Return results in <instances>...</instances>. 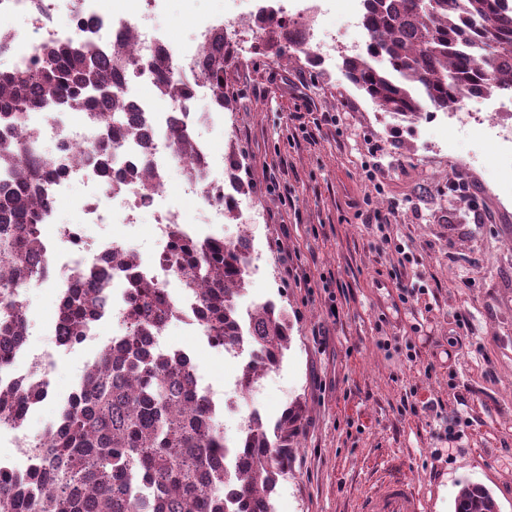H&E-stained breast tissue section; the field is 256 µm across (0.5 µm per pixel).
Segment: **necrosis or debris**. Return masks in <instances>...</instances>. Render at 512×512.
<instances>
[{"label":"necrosis or debris","instance_id":"4bbe7bcc","mask_svg":"<svg viewBox=\"0 0 512 512\" xmlns=\"http://www.w3.org/2000/svg\"><path fill=\"white\" fill-rule=\"evenodd\" d=\"M140 2L136 13L125 15L106 11L102 0H0V20L10 23L5 39L0 41V60H7L9 69L23 70L29 67L35 47L88 38L105 51L123 43L132 33L136 36L139 57L149 59L168 53L173 59L175 73L183 75L196 69L216 32L225 26L224 20L219 18L196 20L190 43L176 48L151 25L161 0ZM153 81V75L142 70L123 82L127 102L140 112L148 130L146 141H131L113 155L112 174L119 183L115 190L107 187L91 159L94 127L88 114L56 105L28 113L26 117L40 143L50 146L55 164L63 172L60 179L39 187L50 201L42 217L43 223L54 222L60 201L68 197L73 185L80 184L86 189L78 203L81 223L60 225L55 237L44 239L38 255L40 267L54 275L59 289L71 287L79 270L101 265L112 249L111 239L87 237L84 225L121 224L132 231L136 229L140 215L148 211L154 217L156 233L164 239L168 236L169 225L183 223L181 211L165 204L163 192L143 196L139 182L129 175L130 170L142 167L157 173L165 171L173 156L168 138L173 124L184 126L197 154L205 161L199 179L184 182V193L201 200L211 213L213 223L224 221V176L219 173L209 140L202 133L212 117L196 110L197 101L208 96V86L194 84L191 96L183 106L159 112L138 92L140 85ZM13 355L26 360V371L0 377L1 386L13 387L22 379L50 386L53 352H32L23 341L14 348Z\"/></svg>","mask_w":512,"mask_h":512}]
</instances>
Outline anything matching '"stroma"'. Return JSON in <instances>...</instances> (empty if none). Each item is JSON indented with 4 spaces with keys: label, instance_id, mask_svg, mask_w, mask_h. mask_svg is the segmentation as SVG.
<instances>
[{
    "label": "stroma",
    "instance_id": "obj_1",
    "mask_svg": "<svg viewBox=\"0 0 512 512\" xmlns=\"http://www.w3.org/2000/svg\"><path fill=\"white\" fill-rule=\"evenodd\" d=\"M322 9L318 28L337 33V49L364 43L362 26L348 23L346 0H324ZM235 10L233 0H163L154 22L179 46L197 18ZM258 36L246 27L224 76L231 107L209 133L214 156L236 152L248 186L237 219L208 223L175 166L166 200L200 235L229 240L247 231L254 256L239 307L272 300L288 310L283 362L240 400L266 419L304 405L291 469L272 494L274 512H354L393 466L429 512H454L466 482L489 489L499 512H512V143L495 130L512 126V111L490 123L491 102L467 98L402 119L357 90L340 60L312 67L301 53L260 56ZM324 113L335 122L313 128ZM452 182L475 192L449 194ZM367 206L394 212V223L367 227L358 215ZM477 211L483 223H474ZM88 233L121 237L144 259L163 248L148 213L134 234L118 224ZM398 243L404 252L395 251ZM405 252L413 263L401 264ZM400 278L420 286L405 304ZM25 296L36 323L31 351L53 348L59 291L49 281ZM166 347L187 352L217 389L247 361L177 321ZM97 356L95 341L58 351L53 391L24 422L30 436L58 421ZM405 400L418 412H402ZM429 402L436 410H426Z\"/></svg>",
    "mask_w": 512,
    "mask_h": 512
}]
</instances>
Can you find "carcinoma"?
I'll return each mask as SVG.
<instances>
[{
  "label": "carcinoma",
  "instance_id": "cac0c4a2",
  "mask_svg": "<svg viewBox=\"0 0 512 512\" xmlns=\"http://www.w3.org/2000/svg\"><path fill=\"white\" fill-rule=\"evenodd\" d=\"M365 52L343 59L346 79L397 116L416 118L432 107L447 109L474 94L512 93V9L505 0H364ZM264 37L255 53L297 46L276 13L257 23ZM233 59L224 32L205 50L199 69L173 71L169 57L145 62L132 40L101 51L89 39L49 44L23 71L0 70V128L16 131L0 139V170L12 175L0 189V372L23 336L21 289L46 276L37 265L38 221L47 200L41 182L62 176L53 154L32 147L25 114L39 105L62 103L73 112L98 108L101 132L92 145L104 182H112V153L142 136V121L126 107L122 77L150 68L160 97L176 103L195 80L206 83L213 104L224 110V71ZM173 150L188 162L182 174H199L201 158L187 132L170 129ZM145 193L160 176L147 168L133 173ZM173 247L166 260L183 292L195 298L199 324L217 348L248 353L238 377L241 392L279 365L291 342L288 312L272 301L255 306L250 318L237 299L248 284V254L216 235L198 238L169 225ZM136 252L121 246L102 267L79 272L60 297L63 340L74 347L99 320L108 271H123L125 335L86 368L56 425L37 437L40 449L23 471L0 469V512H273L271 493L288 475L303 417L302 405L286 408L271 425L254 416L239 447L224 448L218 410L195 385L190 356L158 351L148 340L161 321L180 317L165 289L136 273ZM48 392L35 383L0 391V421L25 419L31 404ZM454 512H498L490 492L466 484Z\"/></svg>",
  "mask_w": 512,
  "mask_h": 512
}]
</instances>
